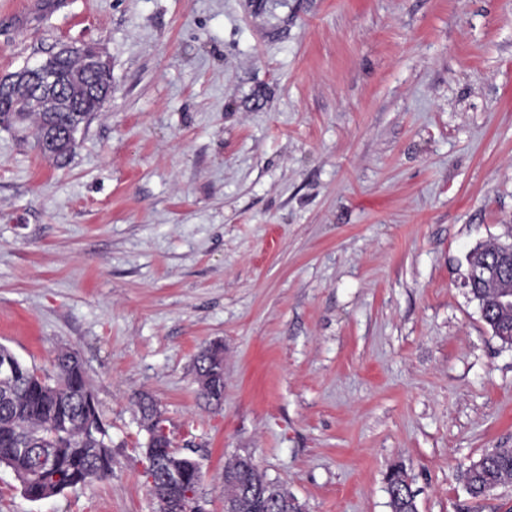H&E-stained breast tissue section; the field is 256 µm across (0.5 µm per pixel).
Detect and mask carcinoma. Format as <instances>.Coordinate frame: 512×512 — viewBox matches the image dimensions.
I'll return each instance as SVG.
<instances>
[{
    "label": "carcinoma",
    "mask_w": 512,
    "mask_h": 512,
    "mask_svg": "<svg viewBox=\"0 0 512 512\" xmlns=\"http://www.w3.org/2000/svg\"><path fill=\"white\" fill-rule=\"evenodd\" d=\"M87 80L72 82V102L61 101L56 112L28 113L25 119L35 124L37 136L45 127L64 130L75 113L72 108L93 113L100 107ZM25 107V94H0V121ZM0 356L14 359L16 375L0 384V463L10 467L20 481L23 494L33 501L62 493L77 485L94 484L112 477V449L105 439L99 402L86 378L78 355L61 350L54 355L57 380L50 379L28 366L6 346ZM222 357L218 345L201 350L195 358L199 395L207 402L224 399V370L215 362ZM141 421L154 425L160 414L148 395L138 397ZM48 453L54 466L36 470L37 455ZM224 471L239 476V484L227 486V494H237L236 512H297L299 504L283 486L267 492L271 480L258 470H246L233 459ZM465 486L473 498L485 496L489 487L512 484V448H494L479 458V464L465 472ZM391 512H417L410 479L401 466L387 474Z\"/></svg>",
    "instance_id": "cac0c4a2"
}]
</instances>
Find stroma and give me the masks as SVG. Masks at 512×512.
<instances>
[{
	"label": "stroma",
	"instance_id": "stroma-1",
	"mask_svg": "<svg viewBox=\"0 0 512 512\" xmlns=\"http://www.w3.org/2000/svg\"><path fill=\"white\" fill-rule=\"evenodd\" d=\"M97 45L112 98L66 164L0 126V344L77 351L110 481L0 512H159L139 395L224 512L249 451L303 512H512V348L463 285L512 241V0H0V77ZM224 348V401L197 352ZM223 360L222 348L213 345L201 350L195 358V372L199 385V395L207 402L220 404L224 399V370L220 362L215 363V358ZM479 464L466 470L465 486L473 498L484 497L489 487L512 484V448H495L483 454ZM389 506L392 512H417L415 494L411 490L410 479L402 466L393 467L387 474Z\"/></svg>",
	"mask_w": 512,
	"mask_h": 512
}]
</instances>
